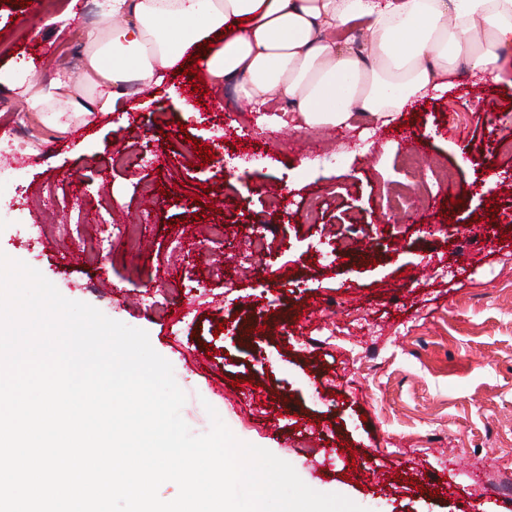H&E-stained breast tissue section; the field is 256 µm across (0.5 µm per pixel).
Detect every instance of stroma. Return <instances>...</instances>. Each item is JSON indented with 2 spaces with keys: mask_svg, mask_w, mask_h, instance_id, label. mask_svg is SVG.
<instances>
[{
  "mask_svg": "<svg viewBox=\"0 0 512 512\" xmlns=\"http://www.w3.org/2000/svg\"><path fill=\"white\" fill-rule=\"evenodd\" d=\"M103 4L42 0L40 29L0 0V99H12L11 78L46 87L77 73L82 40L50 19L73 8L92 27ZM46 44L43 66L34 50ZM207 87L175 76L64 135L0 106V143L24 163L19 187L0 186V251L147 331L194 434L213 406L239 440L366 512H512V86L459 68L447 91L414 103L409 127L368 142L269 125L233 84ZM240 112L241 131L229 125ZM191 138L214 161L185 156ZM413 139L457 180L428 178L392 219L383 197L404 181ZM134 153L146 162L119 164ZM144 182L161 194L143 198ZM119 224L140 225L136 248L116 238ZM260 232L263 251L246 259ZM98 239L112 253L92 263L83 243Z\"/></svg>",
  "mask_w": 512,
  "mask_h": 512,
  "instance_id": "1",
  "label": "stroma"
}]
</instances>
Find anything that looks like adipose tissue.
Wrapping results in <instances>:
<instances>
[{
	"mask_svg": "<svg viewBox=\"0 0 512 512\" xmlns=\"http://www.w3.org/2000/svg\"><path fill=\"white\" fill-rule=\"evenodd\" d=\"M80 37L78 75L11 84L63 133L115 111L128 83L162 86L195 57L255 107L286 104L273 120L297 130L393 125L461 63L512 80V0H106Z\"/></svg>",
	"mask_w": 512,
	"mask_h": 512,
	"instance_id": "ef3b65f1",
	"label": "adipose tissue"
}]
</instances>
